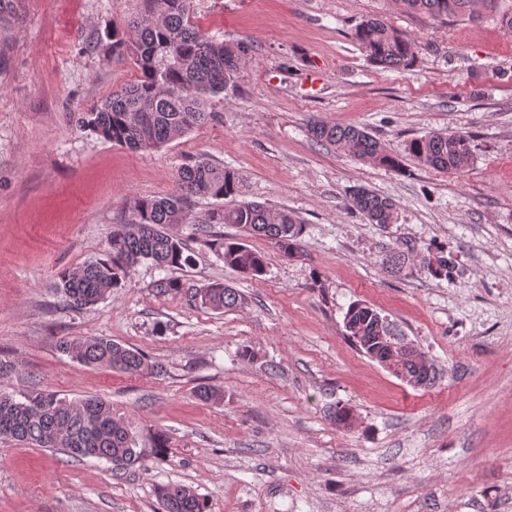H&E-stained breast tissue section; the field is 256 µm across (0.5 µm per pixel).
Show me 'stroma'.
Here are the masks:
<instances>
[{
    "label": "stroma",
    "instance_id": "35a3bbf8",
    "mask_svg": "<svg viewBox=\"0 0 512 512\" xmlns=\"http://www.w3.org/2000/svg\"><path fill=\"white\" fill-rule=\"evenodd\" d=\"M193 5L203 29L254 51L205 124L153 151L77 123L138 79L130 59L87 45L140 0H19L0 32V391L100 396L146 450L118 470L0 439V512H161L156 488L169 483L193 486L207 512H512V33L398 0ZM368 16L414 40L412 66L368 61L351 38ZM313 119L365 128L404 171L317 143ZM433 130L468 135L473 164L456 174L411 160L408 140ZM197 157L235 171L238 201L297 215V254L252 237L264 274L225 267L207 242L239 230L209 223L223 201L197 198L176 228L194 266L145 261L106 300L66 307L59 273L103 257L135 201L173 192ZM360 186L396 203V223L347 209ZM433 243L456 258L454 281L422 264ZM407 248L391 272L387 257ZM165 277L219 281L247 303L200 308L160 292ZM353 303L424 352L435 383L411 387L352 345ZM78 336L142 350L163 370L80 366L58 349ZM203 385L223 401H201ZM339 402L351 427L331 417ZM161 437L164 456L152 452Z\"/></svg>",
    "mask_w": 512,
    "mask_h": 512
}]
</instances>
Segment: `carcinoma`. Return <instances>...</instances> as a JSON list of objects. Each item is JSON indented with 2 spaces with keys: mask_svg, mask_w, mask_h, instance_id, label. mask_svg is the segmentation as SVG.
<instances>
[{
  "mask_svg": "<svg viewBox=\"0 0 512 512\" xmlns=\"http://www.w3.org/2000/svg\"><path fill=\"white\" fill-rule=\"evenodd\" d=\"M408 9L431 18H469L488 14L512 31V0H400ZM353 40L368 59L390 69L410 66L415 44L379 18H366L355 28ZM92 49L104 58L128 56L140 72L139 79L112 92L101 105L81 113L78 123L101 139L131 150L155 149L208 120L210 99L224 93L238 78L253 45L227 44L206 34L196 23L191 0H142L139 14L125 27L105 33ZM308 132L318 143L336 147L360 161L388 168L401 166L366 130L354 125L315 121ZM407 152L419 164L459 173L473 163L468 136L458 132H428L411 139ZM238 178L229 169L213 166L199 158L183 164L173 193L141 198L134 204L130 223L112 232L105 257L68 269L59 275L56 292L71 309H82L105 299L118 287L121 276L142 260L160 268L185 267L195 262L183 242L170 229L187 220L194 197L227 199L237 193ZM347 208L363 215L370 224H392L397 207L388 198L355 188L347 197ZM213 224H233L242 237L220 243L218 256L229 267L256 277L265 271V255L251 248L246 238L263 235L275 239L286 257L294 254L305 224L286 209L257 202H241L209 215ZM429 274L451 279L453 258L444 251L421 257ZM158 288L165 292L188 293L189 301L214 311L242 308L245 298L236 289L215 282L184 289L177 280L164 279ZM353 342L370 358L387 364L396 377L405 373L415 386L433 384L434 367L415 362L419 349L390 339L386 324L373 308L355 303L344 318ZM59 351L86 367L109 368L127 374L159 373L162 367L142 352L127 348L104 336L69 338L59 341ZM0 438L22 446L52 448L74 459L96 458L114 466L128 465L142 457L131 427L112 412V405L90 396L69 401L51 393L28 392L16 398L0 393ZM161 512H206V504L195 490L180 484L162 485L157 490Z\"/></svg>",
  "mask_w": 512,
  "mask_h": 512,
  "instance_id": "carcinoma-1",
  "label": "carcinoma"
}]
</instances>
